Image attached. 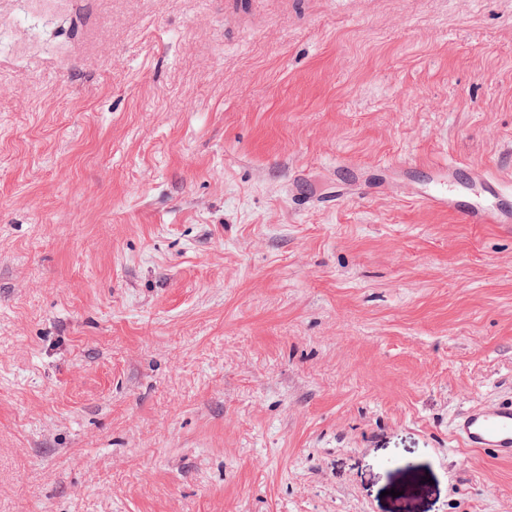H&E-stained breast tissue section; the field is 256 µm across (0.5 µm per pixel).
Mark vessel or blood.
<instances>
[{"label":"vessel or blood","mask_w":512,"mask_h":512,"mask_svg":"<svg viewBox=\"0 0 512 512\" xmlns=\"http://www.w3.org/2000/svg\"><path fill=\"white\" fill-rule=\"evenodd\" d=\"M461 167L435 165L431 168L432 183L417 198L418 204L462 212L470 224H506L512 215L502 210H493L485 202L464 207L460 194ZM471 177L481 183L486 199H500L505 195L499 174L486 168H470ZM454 433L468 448L486 449L501 459H512V402L492 407H473L456 422Z\"/></svg>","instance_id":"obj_1"}]
</instances>
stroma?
I'll use <instances>...</instances> for the list:
<instances>
[{
	"mask_svg": "<svg viewBox=\"0 0 512 512\" xmlns=\"http://www.w3.org/2000/svg\"><path fill=\"white\" fill-rule=\"evenodd\" d=\"M512 0H0V512H512ZM468 168H461L455 164L432 165L430 187L417 196V203L427 207L441 208L452 212L463 214L469 224H509L510 216L506 211L493 210L481 202L471 206L460 205V194L468 189L461 183V172ZM469 173L473 179L482 183L483 193L487 198L496 200L509 196L503 189V179L496 172L487 168L471 167ZM454 433L466 448L486 449L501 459H512V402L473 407L456 422Z\"/></svg>",
	"mask_w": 512,
	"mask_h": 512,
	"instance_id": "obj_1",
	"label": "stroma"
}]
</instances>
